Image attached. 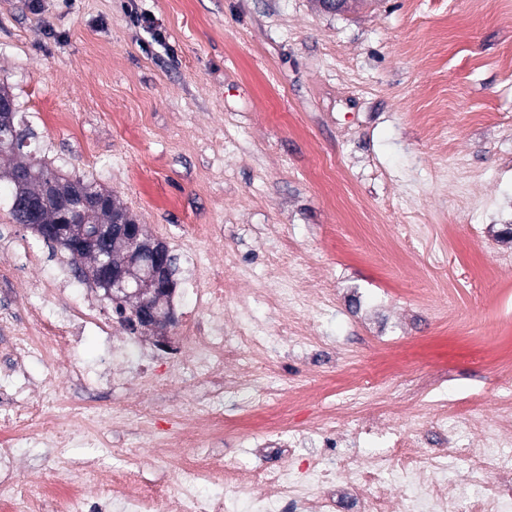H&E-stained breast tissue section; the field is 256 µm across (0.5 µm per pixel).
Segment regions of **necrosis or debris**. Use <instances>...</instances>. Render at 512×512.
Wrapping results in <instances>:
<instances>
[{"mask_svg":"<svg viewBox=\"0 0 512 512\" xmlns=\"http://www.w3.org/2000/svg\"><path fill=\"white\" fill-rule=\"evenodd\" d=\"M196 277L182 296L185 319L180 335L187 351L170 358L164 376L151 365L141 364L140 386L152 389L162 382L180 381L199 388L191 407L176 410L181 424L171 432L156 427L154 413L139 406L130 412L142 427L152 429L150 446L156 463H164L170 448H185L188 460L180 469L176 489L151 483L143 471L123 464L105 463L102 456H69L68 450L84 434L73 431L69 419L94 418L92 408L71 405L68 414L34 400L37 391L55 387L53 378L30 379L26 361L34 355L50 358L70 379L89 388L101 384L119 386L125 378L126 342L116 340L115 331L97 315L93 304L79 302L66 316H50L43 308L55 303L61 293L58 281L36 277L29 294L32 304L24 328L10 339L9 358L0 363V504L10 505L16 496L24 498V512H239V492L256 491L255 512H271L285 502L292 512H512V458L504 451L512 447V397L502 399L505 415L490 420L479 410L465 417L454 415V400L446 393L434 394L433 427L449 443L471 433L480 434L482 444L472 449L475 462L490 464V472L471 478L470 492H462L449 480L452 465L444 448L421 449L419 440L393 432L384 436V455L354 464L344 454L346 433L337 429L333 414L313 418L304 428L291 422L295 409L307 399L304 389L292 387L286 393L262 397L238 415L225 414L226 400L239 392L259 387L262 366L278 340L287 339V330L278 338L264 336L251 315V300L240 294L231 281L217 277L200 259H193ZM96 328L105 340L106 354L96 368L70 357V349L80 333ZM258 430L262 439L251 449V463L224 462L202 448L201 433L224 425ZM317 441L320 452L301 459L297 469L259 466L267 443H275L299 456L305 441ZM33 448L50 446L63 457L78 479L67 485L46 483L19 492L12 469L19 444ZM220 483V499L202 493L203 485ZM406 487L398 501L370 494L369 489L386 483Z\"/></svg>","mask_w":512,"mask_h":512,"instance_id":"4bbe7bcc","label":"necrosis or debris"}]
</instances>
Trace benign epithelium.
Instances as JSON below:
<instances>
[{
    "label": "benign epithelium",
    "mask_w": 512,
    "mask_h": 512,
    "mask_svg": "<svg viewBox=\"0 0 512 512\" xmlns=\"http://www.w3.org/2000/svg\"><path fill=\"white\" fill-rule=\"evenodd\" d=\"M31 228L76 259H92L81 272L95 278L107 298L131 307L139 328L153 333L158 346H167L166 328L174 319L160 310L174 282L168 269L169 248L164 242L148 234L141 224L118 220L79 224L77 219L69 218L59 224L36 222ZM140 264L146 265L145 284L131 291L129 286Z\"/></svg>",
    "instance_id": "obj_1"
}]
</instances>
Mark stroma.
Returning <instances> with one entry per match:
<instances>
[{"mask_svg":"<svg viewBox=\"0 0 512 512\" xmlns=\"http://www.w3.org/2000/svg\"><path fill=\"white\" fill-rule=\"evenodd\" d=\"M0 84L36 133L38 157L64 176L111 191L137 223L175 255L195 250L218 276L253 299L254 320L277 332L310 323L303 342L269 358L275 385L309 392L304 422L321 404L328 371L370 375L377 346L343 309L345 293L380 298L404 360L379 428L422 432L430 390L459 398L460 411L497 418L512 391L467 338L496 333L512 309V0H358L330 14L317 0H0ZM481 169L496 211L462 210L452 168ZM341 171L340 198L328 176ZM394 241L374 245L378 232ZM43 258L42 274L79 278L63 248L15 223L0 190V299L24 316L32 272L11 243ZM239 267L227 272L225 252ZM291 258L293 300H282L277 260ZM320 270L312 281L308 271ZM459 319L444 325L442 305ZM55 374L69 402L135 403L159 416L191 405L193 388L155 391L75 387ZM110 446L129 449L128 468L174 485L175 465H154L135 418L104 419ZM16 477L29 488L75 475L42 448H20Z\"/></svg>","mask_w":512,"mask_h":512,"instance_id":"stroma-1","label":"stroma"}]
</instances>
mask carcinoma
<instances>
[{
	"label": "carcinoma",
	"mask_w": 512,
	"mask_h": 512,
	"mask_svg": "<svg viewBox=\"0 0 512 512\" xmlns=\"http://www.w3.org/2000/svg\"><path fill=\"white\" fill-rule=\"evenodd\" d=\"M0 98L10 102L12 124L3 133L4 142H0V179L5 178L11 185L9 213L18 224H30L33 221L30 198L33 197L43 182L51 184L46 194L47 201L42 204V211L58 212V206H75L76 201L70 195L77 188L89 197L104 198L112 206L121 210L123 206L112 193L94 182L70 180L50 171L43 166L30 151V140L35 137L28 127L24 116L19 114L15 98L5 87L0 86Z\"/></svg>",
	"instance_id": "cac0c4a2"
}]
</instances>
